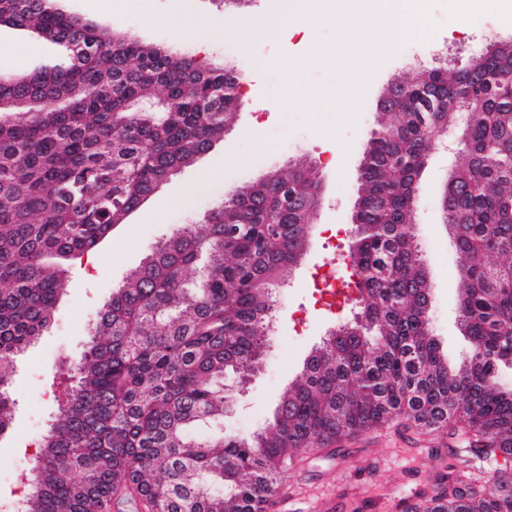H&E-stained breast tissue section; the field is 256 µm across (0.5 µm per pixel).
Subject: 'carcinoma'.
<instances>
[{
  "mask_svg": "<svg viewBox=\"0 0 512 512\" xmlns=\"http://www.w3.org/2000/svg\"><path fill=\"white\" fill-rule=\"evenodd\" d=\"M62 46L50 71L0 79V433L14 410L16 358L50 325L71 263L157 186L224 137L241 103L226 64L128 41L51 0H0V24ZM84 44L91 51L76 55ZM446 60L403 78L412 94L380 112L364 152L335 326L285 389L272 422L245 437L197 436L222 419L228 370L263 366L282 271L297 266L315 199L314 165L288 163L231 190L201 235L160 242L104 303L36 455L23 512H264L299 453L403 420L443 432L471 459L512 458V49ZM471 101L440 206L459 254V322L470 354L451 365L429 322L430 281L414 228L433 132ZM442 106L430 112L429 106ZM495 255L497 262L486 258ZM199 283L185 282L200 259ZM222 486V491L214 486ZM415 512H512V474L437 481Z\"/></svg>",
  "mask_w": 512,
  "mask_h": 512,
  "instance_id": "carcinoma-1",
  "label": "carcinoma"
}]
</instances>
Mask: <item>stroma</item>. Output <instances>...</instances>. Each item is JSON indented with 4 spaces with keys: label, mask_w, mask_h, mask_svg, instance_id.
Here are the masks:
<instances>
[{
    "label": "stroma",
    "mask_w": 512,
    "mask_h": 512,
    "mask_svg": "<svg viewBox=\"0 0 512 512\" xmlns=\"http://www.w3.org/2000/svg\"><path fill=\"white\" fill-rule=\"evenodd\" d=\"M180 27L170 21L172 0H149L151 22L122 8L118 0H58L65 13L89 20L114 33L126 34L173 51L192 55L200 64L228 62L247 97L224 136L197 161L161 184L123 224L91 253L70 267L68 287L44 335L17 360L11 395L14 419L0 433V495L9 494L6 479L19 464L33 460L42 426L54 413L53 385L67 378L85 348L89 328L100 306L122 285L126 275L161 239L184 224L205 231L210 211L226 192L244 185L271 167L303 157L317 168L320 207L303 266L284 270L277 288L280 303L267 344L262 372L247 390H239L234 374H226L224 393L230 400L215 430L246 435L264 426L282 390L300 375L309 350L334 327L336 317L313 305V273H342L343 254L323 235L326 225L350 227L358 198V167L377 118V103L393 81L410 69L450 55L460 60L496 40L512 38V24L488 14L473 34L457 30L444 7L432 10L437 24L428 48L402 42L373 64L364 80L355 65L330 55L305 65L301 90L305 109L277 105L282 76L273 56L298 57L301 40L317 41L335 34L333 26H310L305 34L277 41L256 22L273 12L277 0H184ZM61 49L35 34L0 26V76L29 74L63 61ZM362 82L358 104L344 108L337 93ZM454 157L439 150L429 159L418 184L416 231L429 265L432 284L431 326L449 362H461L470 344L458 322V256L443 225L441 193ZM450 439L421 435L393 424L335 447L333 452L304 454L285 475L266 512H312L316 500H332V512H406L430 494L444 475Z\"/></svg>",
    "instance_id": "35a3bbf8"
}]
</instances>
